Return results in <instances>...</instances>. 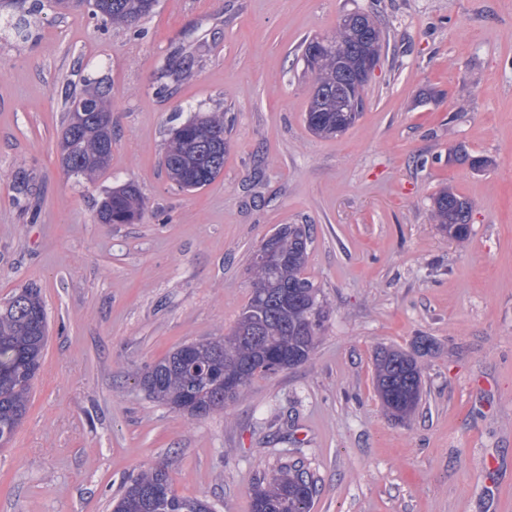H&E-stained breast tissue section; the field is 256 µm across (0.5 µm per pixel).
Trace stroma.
I'll list each match as a JSON object with an SVG mask.
<instances>
[{"instance_id": "stroma-1", "label": "stroma", "mask_w": 512, "mask_h": 512, "mask_svg": "<svg viewBox=\"0 0 512 512\" xmlns=\"http://www.w3.org/2000/svg\"><path fill=\"white\" fill-rule=\"evenodd\" d=\"M358 10L384 31L380 63L357 122L319 138L300 44ZM180 54L191 77L159 93ZM90 79L113 138L86 183L60 139L65 95ZM215 110L224 170L179 189L169 131ZM458 145L490 166L449 162ZM129 182L141 220L100 223ZM446 186L473 204L463 243L431 219ZM284 224L311 225L306 274L330 308L310 360L199 419L148 399L145 368L235 325L251 257ZM25 287L49 337L0 449V512H112L157 464L177 495L251 512L285 452L317 481L310 512H512V0H159L133 27L48 6L28 41L0 32V304ZM421 336L422 401L398 421L374 357Z\"/></svg>"}]
</instances>
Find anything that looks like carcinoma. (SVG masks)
Returning a JSON list of instances; mask_svg holds the SVG:
<instances>
[{"instance_id": "cac0c4a2", "label": "carcinoma", "mask_w": 512, "mask_h": 512, "mask_svg": "<svg viewBox=\"0 0 512 512\" xmlns=\"http://www.w3.org/2000/svg\"><path fill=\"white\" fill-rule=\"evenodd\" d=\"M16 3L19 14L10 23L14 35L26 40L32 22L44 9L43 0H0ZM61 10L86 7L114 25L134 26L149 16L157 0H52ZM356 39L355 28L337 25L333 34L318 39L313 55H302L304 73L310 75V104L319 95L336 96V58L345 59L343 68L353 72L357 57L343 48ZM192 64L174 62L159 76V90L169 82L186 79ZM364 103L351 112L330 110L305 112L309 132L331 137L336 126L346 132L359 118ZM110 90L98 83L82 94L66 99V118L61 136V160L67 174L92 183L107 168L112 157ZM224 112L193 116L174 127L162 157V164L178 188L197 190L211 184L224 170L227 141ZM449 161L483 170L489 159L473 155L462 147L448 152ZM472 205L468 199L444 188L432 199L431 215L438 229L449 238L463 242L470 235ZM142 214L136 185L126 183L103 198L97 218L103 224H133ZM310 242L305 224H284L264 242L274 262L258 265L251 260L253 288L247 306L232 331L221 338L192 344L194 355L180 346L148 367L141 377L146 395L171 409L192 403V418L207 416L224 408V381L227 371L239 380L234 397H239L258 375L275 374L310 359L317 337L330 310L320 299L318 286L305 274ZM47 316L40 293L35 288L15 292L0 306V447L8 444L22 424L29 393L40 369L47 342ZM433 342L421 336L414 353L383 349L374 360V385L385 411L404 418L413 413L422 396V372L414 354L428 352ZM165 483L166 492L155 497L151 489ZM317 486L314 478L294 463H283L268 481L258 482L251 493V512H310ZM208 501L176 495L171 489L168 469L150 466L131 479L123 494L113 501L112 512H207Z\"/></svg>"}]
</instances>
